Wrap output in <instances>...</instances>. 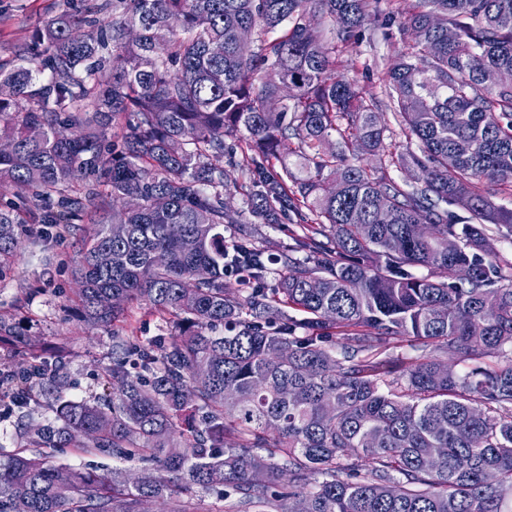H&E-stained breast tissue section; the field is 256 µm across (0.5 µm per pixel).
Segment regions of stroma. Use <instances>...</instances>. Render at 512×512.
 <instances>
[{"label":"stroma","mask_w":512,"mask_h":512,"mask_svg":"<svg viewBox=\"0 0 512 512\" xmlns=\"http://www.w3.org/2000/svg\"><path fill=\"white\" fill-rule=\"evenodd\" d=\"M87 0H0V65L11 67L18 44L63 12L83 11ZM400 35L384 38L369 27L362 43L341 58L339 73L353 80L379 103V118L390 128L389 144L404 147L406 138L396 125L382 76L402 50ZM86 224L71 225L59 234L50 225L29 219L17 256L0 270V312L13 314L21 331L43 342L45 349L67 353L60 396L65 401H95L108 389L103 369L112 360V334H131L149 342L168 335L170 325L143 303L129 304L115 330L92 328L81 321L77 309V284L71 261L76 258ZM47 406H5L0 402V447L13 450L21 444L24 426L53 421Z\"/></svg>","instance_id":"stroma-1"}]
</instances>
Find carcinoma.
<instances>
[{
	"mask_svg": "<svg viewBox=\"0 0 512 512\" xmlns=\"http://www.w3.org/2000/svg\"><path fill=\"white\" fill-rule=\"evenodd\" d=\"M369 2L92 0L0 66V189L27 193L44 224L98 213L75 266L84 321L108 327L134 301L175 318L152 343L112 334V397L91 404L61 401L63 354L45 360L0 315L26 359L0 381L40 384L55 413L0 448V512H141L148 499L195 512L188 494L220 487L227 512H296L303 498L309 512H512V262L492 245L512 241V209L494 201L512 185V87L485 81L512 72V0H417L383 18L387 38L420 33L384 73L406 138L395 153L377 102L336 74ZM283 86L291 105L269 109ZM225 161L248 223L296 219L305 257H272L245 231L224 244ZM397 165L418 175L400 182ZM131 196L137 209L117 208ZM377 210L388 223L370 221ZM23 223L0 202V261ZM228 254L243 271L232 284ZM107 293L123 304L102 306ZM396 336L465 370L443 375L424 352L385 371ZM60 448L93 461L60 465ZM111 458L141 477L102 472Z\"/></svg>",
	"mask_w": 512,
	"mask_h": 512,
	"instance_id": "cac0c4a2",
	"label": "carcinoma"
}]
</instances>
